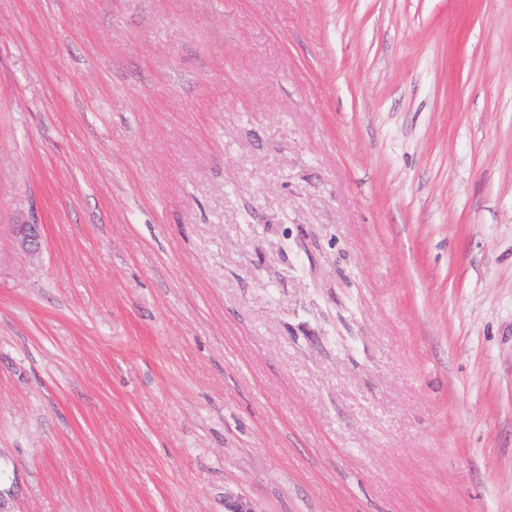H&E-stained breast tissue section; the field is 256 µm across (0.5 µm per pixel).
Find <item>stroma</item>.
Instances as JSON below:
<instances>
[{"label":"stroma","mask_w":512,"mask_h":512,"mask_svg":"<svg viewBox=\"0 0 512 512\" xmlns=\"http://www.w3.org/2000/svg\"><path fill=\"white\" fill-rule=\"evenodd\" d=\"M239 497L512 512V0H0V512ZM13 232L22 249L29 253H36L41 247V234L39 224H16Z\"/></svg>","instance_id":"obj_1"}]
</instances>
